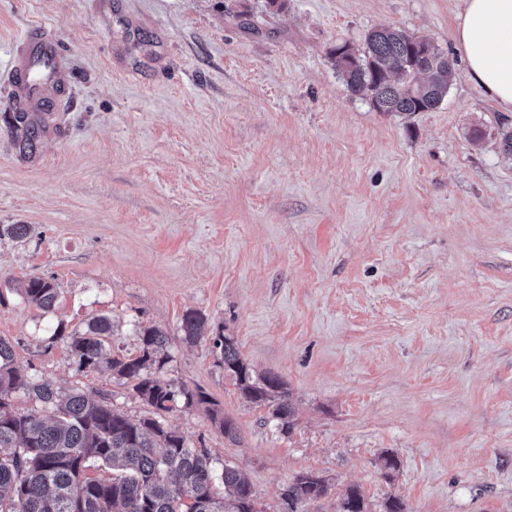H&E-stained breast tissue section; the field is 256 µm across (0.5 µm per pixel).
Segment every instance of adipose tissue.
<instances>
[{"label": "adipose tissue", "instance_id": "ef3b65f1", "mask_svg": "<svg viewBox=\"0 0 512 512\" xmlns=\"http://www.w3.org/2000/svg\"><path fill=\"white\" fill-rule=\"evenodd\" d=\"M455 40L470 77L512 111V0H464Z\"/></svg>", "mask_w": 512, "mask_h": 512}]
</instances>
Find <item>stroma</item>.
Returning a JSON list of instances; mask_svg holds the SVG:
<instances>
[{
    "instance_id": "obj_1",
    "label": "stroma",
    "mask_w": 512,
    "mask_h": 512,
    "mask_svg": "<svg viewBox=\"0 0 512 512\" xmlns=\"http://www.w3.org/2000/svg\"><path fill=\"white\" fill-rule=\"evenodd\" d=\"M463 0H0V338L15 364L137 419L130 383L79 372L56 327L112 319L111 351L138 329L169 337L162 376L203 389L167 424L241 469L260 512L297 474L329 478L308 512L359 487L369 512H512V124L473 82L455 40ZM400 29L448 57L443 103L412 116L347 91L336 44ZM59 49L64 89L33 155L9 127L10 62L34 37ZM482 131L475 139L474 131ZM55 278L58 303L24 299ZM204 315L296 421L279 432L247 402ZM232 419L225 438L213 415ZM398 468L384 477L379 458ZM28 302L34 303L46 312L51 311L60 295V287L52 277H30L22 288ZM180 330L189 342H197L209 338L211 334L207 319L194 310L186 311L182 317Z\"/></svg>"
}]
</instances>
